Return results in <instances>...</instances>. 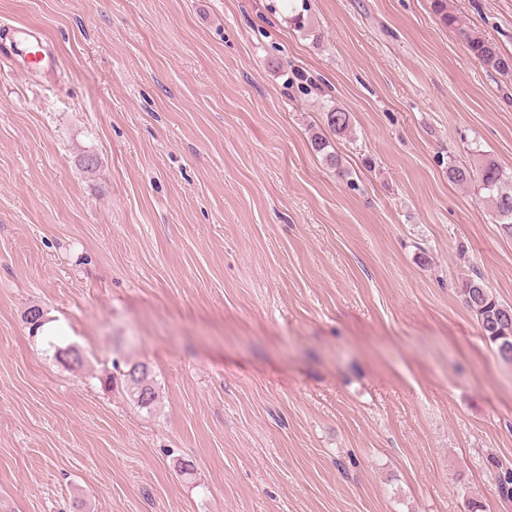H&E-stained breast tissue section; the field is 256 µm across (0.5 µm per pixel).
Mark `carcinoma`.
Returning a JSON list of instances; mask_svg holds the SVG:
<instances>
[{
  "instance_id": "carcinoma-1",
  "label": "carcinoma",
  "mask_w": 512,
  "mask_h": 512,
  "mask_svg": "<svg viewBox=\"0 0 512 512\" xmlns=\"http://www.w3.org/2000/svg\"><path fill=\"white\" fill-rule=\"evenodd\" d=\"M434 10L441 23L457 30L468 50L483 66L504 77H512V56L503 54L492 41L475 35L465 29L459 17L448 10L447 0H434ZM350 115L340 108L326 113L330 129L340 133L349 127ZM448 178L460 183L472 180L479 182L480 190L493 204L495 215L504 228L512 232V182L493 161L474 172L465 167L450 165ZM466 307L475 316L483 336L496 348L499 357L512 363V307L504 305L493 295L481 280L473 279L462 290ZM32 334H38L45 324L44 312L38 306L29 307L24 315ZM128 392L134 403L143 409H150L156 402L157 392L149 378L147 367L132 365L127 374Z\"/></svg>"
}]
</instances>
